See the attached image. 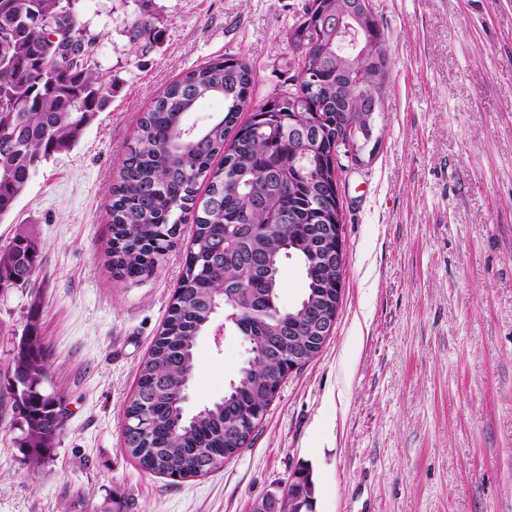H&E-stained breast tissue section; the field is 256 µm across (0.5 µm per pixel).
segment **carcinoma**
Returning a JSON list of instances; mask_svg holds the SVG:
<instances>
[{
  "instance_id": "1",
  "label": "carcinoma",
  "mask_w": 512,
  "mask_h": 512,
  "mask_svg": "<svg viewBox=\"0 0 512 512\" xmlns=\"http://www.w3.org/2000/svg\"><path fill=\"white\" fill-rule=\"evenodd\" d=\"M349 0H308L303 21L291 37L296 50L321 35L324 44L303 57L304 69L288 90L252 112L248 107L253 70L244 60L216 58L187 71L140 117L112 184L111 238L107 257L113 274H146L175 243L179 226L192 221L195 231L184 272L175 289L163 330L141 367L137 390L124 411L136 437H124L125 451L146 470L169 478L196 477L232 458L227 436L242 431L249 446L258 421L270 406L269 381L281 375L282 362L264 355L243 385L236 402L211 404L194 417L184 406L185 379L192 375L194 349L212 310L213 298L228 291L243 309L236 332L254 338L263 349H288V323L298 325L294 345L307 344L306 322L296 317L304 302L331 297L339 271L326 258L324 225L331 223L333 185L329 169L336 136L350 127H372L364 110L359 76L374 72L384 59L390 71L386 39L377 19L370 28L377 39L361 57L336 52V13ZM79 0H0V37L6 40L9 71L0 72V89L16 99V112L0 118V220L14 210L31 172L56 154L71 150L85 128L108 104L107 87L93 54L96 36L80 20ZM46 25H29L33 15ZM158 18H136L134 44L147 50L157 40ZM224 98V117L184 136L188 113L206 97ZM304 126L313 135L302 146L288 127ZM220 162H215V159ZM206 183L204 195L199 181ZM265 190L263 205L253 203L251 186ZM286 209L296 223H277ZM255 257L266 261L262 274ZM298 260L306 281L301 301L279 304L280 270ZM40 247L28 233H18L0 254L2 273L35 271ZM27 373L25 414L15 417L27 465L41 468L65 426L56 406L64 396L47 391V353L34 330L26 332L13 356V372ZM297 478L278 496L266 497L277 512H313L310 470L295 468Z\"/></svg>"
}]
</instances>
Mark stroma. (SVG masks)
<instances>
[{
  "mask_svg": "<svg viewBox=\"0 0 512 512\" xmlns=\"http://www.w3.org/2000/svg\"><path fill=\"white\" fill-rule=\"evenodd\" d=\"M307 0H89L112 92L78 144L31 176L0 246L36 236L26 288L0 292V512H250L297 464L314 512H512V0H370L391 60L373 154L340 179L343 306L322 351L289 375L250 447L170 479L124 450L123 410L168 315L192 224L152 272L113 276L109 190L151 101L217 57L255 71L253 103L297 75ZM160 18L145 53L135 17ZM67 421L30 471L15 439L11 358L28 322ZM243 340L201 336L188 409L222 397Z\"/></svg>",
  "mask_w": 512,
  "mask_h": 512,
  "instance_id": "1",
  "label": "stroma"
}]
</instances>
